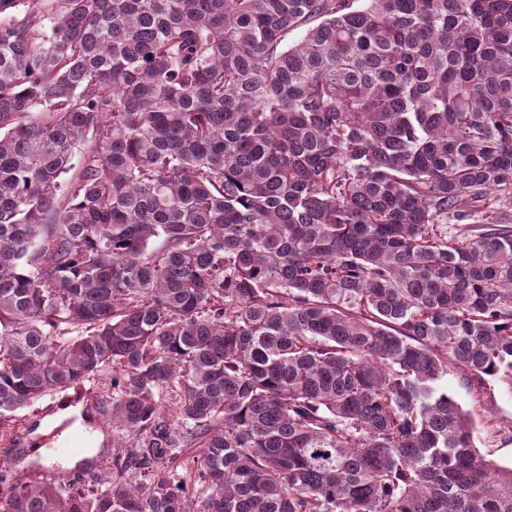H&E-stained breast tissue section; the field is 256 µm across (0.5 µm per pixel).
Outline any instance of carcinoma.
Instances as JSON below:
<instances>
[{
    "mask_svg": "<svg viewBox=\"0 0 512 512\" xmlns=\"http://www.w3.org/2000/svg\"><path fill=\"white\" fill-rule=\"evenodd\" d=\"M507 200L512 0H0V419L125 434L0 512H512ZM444 382L448 384V390L455 394L458 402L465 409L472 410L477 427L476 445L481 453L494 464L510 468L512 441L507 435L498 433L496 428L502 423L512 422V395L504 388L492 384L483 399L477 402L465 388L460 372L452 368ZM82 389V392L75 396L76 390ZM110 387L107 381L84 382L75 389L67 392L48 396L33 406L24 408L12 417L11 422H5L7 427V436L1 438L0 435V458L11 461V472L18 478L42 479V477L33 476V472H38L40 464L45 460H51L55 463V470L52 479L43 478L52 481L67 480L72 477L76 471L83 473H96L99 476L107 478L112 472V443L121 441L123 432L118 428H112V422L103 418L98 410V401L102 396H106ZM59 401H67L66 405L73 404L65 410L56 411L53 407ZM88 415L89 419L85 423L80 417V413ZM76 415L78 418L75 424L87 429L91 435V442L94 447L87 448L89 452L93 448H99L93 458L82 459L83 462L76 463L73 468L64 467L65 460L69 457L82 455H72L62 457L56 454L54 456L43 457L37 455L35 459L30 458L32 448H47L51 445L57 446L66 432V451L71 454H77L85 448L87 437L84 432L72 427V421L69 420ZM56 435H62L50 440L54 429L61 423ZM79 422V424H77ZM10 424V425H8ZM45 443H49L45 445ZM82 468V469H80Z\"/></svg>",
    "mask_w": 512,
    "mask_h": 512,
    "instance_id": "cac0c4a2",
    "label": "carcinoma"
}]
</instances>
